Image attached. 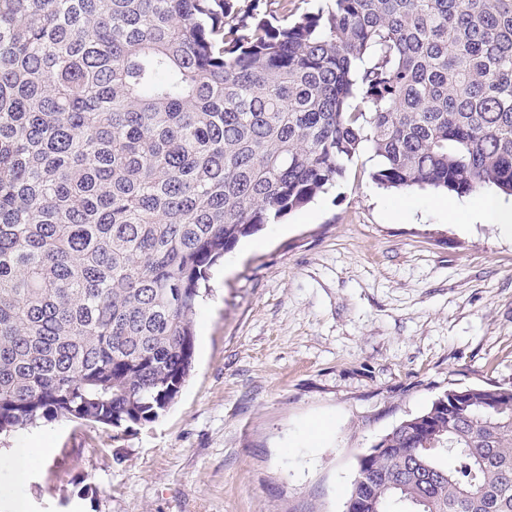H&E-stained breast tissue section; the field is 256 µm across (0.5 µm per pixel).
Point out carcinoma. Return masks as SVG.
Masks as SVG:
<instances>
[{
    "mask_svg": "<svg viewBox=\"0 0 512 512\" xmlns=\"http://www.w3.org/2000/svg\"><path fill=\"white\" fill-rule=\"evenodd\" d=\"M0 0V435L157 420L209 270L363 150L512 196V0ZM379 440L366 512H512V394Z\"/></svg>",
    "mask_w": 512,
    "mask_h": 512,
    "instance_id": "carcinoma-1",
    "label": "carcinoma"
}]
</instances>
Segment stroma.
<instances>
[{"instance_id": "obj_1", "label": "stroma", "mask_w": 512, "mask_h": 512, "mask_svg": "<svg viewBox=\"0 0 512 512\" xmlns=\"http://www.w3.org/2000/svg\"><path fill=\"white\" fill-rule=\"evenodd\" d=\"M373 166L361 155L211 268L194 368L157 421L1 435L0 512H344L392 428L448 390L512 387V237ZM27 447L50 454L19 484Z\"/></svg>"}]
</instances>
